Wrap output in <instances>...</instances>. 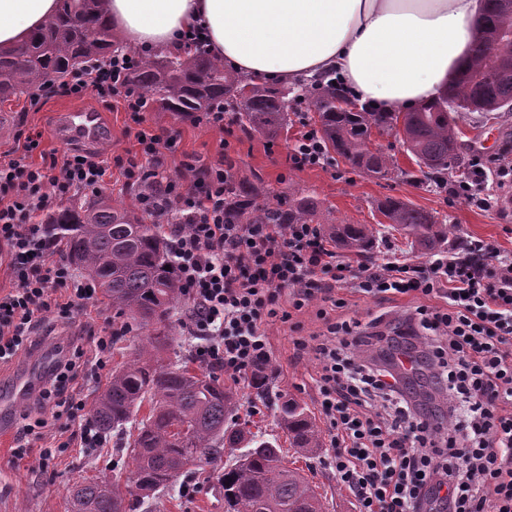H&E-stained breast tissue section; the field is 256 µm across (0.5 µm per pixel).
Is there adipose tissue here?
I'll return each instance as SVG.
<instances>
[{"instance_id": "obj_1", "label": "adipose tissue", "mask_w": 512, "mask_h": 512, "mask_svg": "<svg viewBox=\"0 0 512 512\" xmlns=\"http://www.w3.org/2000/svg\"><path fill=\"white\" fill-rule=\"evenodd\" d=\"M59 0H0V49L28 41ZM485 0H104L128 49L208 51L245 76L298 83L333 71L360 101L400 112L445 94L469 59Z\"/></svg>"}]
</instances>
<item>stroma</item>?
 I'll return each mask as SVG.
<instances>
[{"label": "stroma", "mask_w": 512, "mask_h": 512, "mask_svg": "<svg viewBox=\"0 0 512 512\" xmlns=\"http://www.w3.org/2000/svg\"><path fill=\"white\" fill-rule=\"evenodd\" d=\"M76 107L101 112L104 123L112 130L111 137L98 144L99 149L109 151L116 159L111 176L106 180L104 194L117 203L135 205V189L123 186L125 178L121 162L139 150L135 139L137 127L122 104L112 98L101 99L91 93L80 97L44 95L34 108L29 97L24 95L0 106V160L18 146L20 135L36 134L40 137V146L33 152L32 162L39 166L62 163L70 146L55 139L54 115ZM312 118L309 112L302 115L290 113L287 137L274 144L239 125L235 126L233 137L227 138L217 128L205 123L197 124L189 119L171 122L170 127L177 134V145L167 156L168 168L176 174L187 163L221 167L231 173L234 183L264 187L270 195L282 200L287 199L292 190L315 197L330 221L369 225L381 252L389 248L402 254L407 251L403 239L381 224L376 204L387 196L402 198L435 213L443 223L454 225L462 240L480 238L512 251V189H497L500 204L489 211L463 199L449 200L436 180L418 183V168L396 137L375 135L371 138L372 146L391 149L398 159L402 173L389 179H378L353 170L340 160L303 170L288 168L285 158L301 128L300 122ZM459 125L463 131L460 161L448 170L453 180L467 176L468 161L478 154L480 146L512 145V118L501 123L470 112L460 119ZM190 310V302L185 301L171 311L169 322L174 339L165 357L172 362L187 361L190 369L197 371L201 365L194 356L196 339L189 336L185 327ZM108 323L116 328L122 325L105 298L87 312L76 313L65 323L47 316L33 332L32 347L21 351L12 363L0 367V383H9L18 365L37 352L54 348L61 355L70 356L76 347H88L89 331ZM268 333L276 359V391L295 398L310 413H317L316 392L310 379L317 367L316 360L309 356L295 357L286 325L269 326ZM234 389L239 416H250L254 425L267 435H279L275 405L261 402L250 381L240 380ZM20 412L34 422L35 427L27 434L22 426H15L11 437L0 441V512H70L71 490L77 482L103 476L124 479L131 460L115 434H108L103 444L89 448L80 441L78 424L56 417L54 406L31 399ZM23 436L39 447H57L56 457L44 466L35 462L13 463L12 450L17 438ZM285 455L287 461L295 463L308 480L318 486L320 493L326 494V512H358L356 500L337 484L327 453L299 458L289 448ZM222 470L219 464L202 465L193 474L178 477L177 487L161 494L150 505L137 506L135 512H224V492L218 481ZM183 484L196 487V495L183 497L179 490Z\"/></svg>", "instance_id": "1"}]
</instances>
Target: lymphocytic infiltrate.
<instances>
[{"label":"lymphocytic infiltrate","mask_w":512,"mask_h":512,"mask_svg":"<svg viewBox=\"0 0 512 512\" xmlns=\"http://www.w3.org/2000/svg\"><path fill=\"white\" fill-rule=\"evenodd\" d=\"M138 62L124 54L74 73L68 96L94 90L120 99L137 124L139 159L123 170L125 187L139 190L150 214L173 203L179 223L169 227V249L182 293L193 304L188 329L201 365L233 379L266 372L273 360L267 328L288 325L297 353L318 362L313 382L331 439L337 483L358 512H512V253L474 240L453 255L427 260L383 252L372 263L338 255L316 224H234L224 218L221 168L186 165L172 178L165 153L176 144L165 127H147L146 100L125 82ZM39 141L27 138L0 162V261L13 281L0 290V365L32 343L43 313L61 319L95 305L99 291L71 263L54 257L40 222L61 199L98 192L109 169L102 152H77L61 166L35 167L28 157ZM291 168L324 165L315 127L302 123L288 154ZM466 179L445 184L449 198L492 209L489 174L512 184V156H473ZM380 303L415 302L401 314L403 329L385 336L384 316L361 325L344 318V290ZM321 302L324 329L304 333L296 319ZM425 367L444 394L426 412L405 381ZM72 360H60L41 402L67 406L86 444L100 434L81 416L84 401L68 397Z\"/></svg>","instance_id":"f902f5d3"}]
</instances>
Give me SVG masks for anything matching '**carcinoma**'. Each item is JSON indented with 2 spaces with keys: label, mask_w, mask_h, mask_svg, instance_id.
Masks as SVG:
<instances>
[{
  "label": "carcinoma",
  "mask_w": 512,
  "mask_h": 512,
  "mask_svg": "<svg viewBox=\"0 0 512 512\" xmlns=\"http://www.w3.org/2000/svg\"><path fill=\"white\" fill-rule=\"evenodd\" d=\"M58 14L47 19L29 41L0 52V102L20 95L31 97L50 83H63L72 73L103 60L122 47L104 22L102 0H61ZM79 17L75 26L72 18ZM126 82L146 97L148 109L165 117L193 118L203 112L230 109L240 124L271 141L288 130V89L246 78L224 61L195 46L183 54L154 55L127 73ZM295 101H307L317 114L326 154L334 153L356 170L385 179L398 169L395 155L369 147L373 132L401 136L421 175L443 173L458 160L459 125L467 112L512 113V3L486 0V12L473 54L457 72L448 94L405 113L366 112L346 106L331 81H317ZM388 228L426 254L448 242L464 245L451 224L430 211L400 198L378 202ZM224 209L236 224H321L337 248L364 256L376 247L365 224H330L319 203L309 195L292 193L288 201H271L259 186L231 185ZM179 220L171 209L151 215L119 206L98 194L89 200L72 198L44 216L48 238L63 244L72 264L84 269L101 294L112 301L115 314L149 330L136 356L112 373L98 396L91 421L100 432L127 433V425L142 403L150 415L137 426L128 443L132 468L126 490L108 479L76 484L86 512H121L124 494L143 491L156 497L198 463H218L226 448H245L246 465L224 467L219 482L226 512H324L323 494L298 468L284 463L277 439L253 433L245 440L237 430L236 393L213 373H197L187 362H165L163 352L173 341L169 315L184 296L170 264L161 224ZM278 426L294 452L319 453L321 432L304 405L288 398L278 406Z\"/></svg>",
  "instance_id": "cac0c4a2"
}]
</instances>
